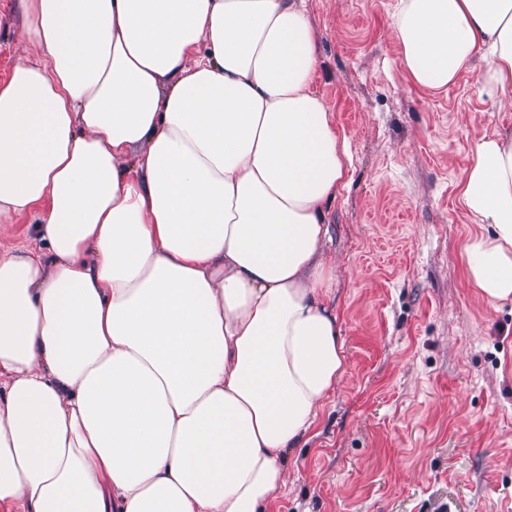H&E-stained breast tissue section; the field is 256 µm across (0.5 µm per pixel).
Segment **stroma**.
Segmentation results:
<instances>
[{"instance_id":"1","label":"stroma","mask_w":512,"mask_h":512,"mask_svg":"<svg viewBox=\"0 0 512 512\" xmlns=\"http://www.w3.org/2000/svg\"><path fill=\"white\" fill-rule=\"evenodd\" d=\"M398 2L307 0L351 153L327 250L347 368L271 512H512V304L467 278L481 229L461 200L473 142L512 131V109L476 71L414 85ZM28 45L21 0H0V82Z\"/></svg>"}]
</instances>
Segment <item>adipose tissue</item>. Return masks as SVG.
Wrapping results in <instances>:
<instances>
[{"mask_svg":"<svg viewBox=\"0 0 512 512\" xmlns=\"http://www.w3.org/2000/svg\"><path fill=\"white\" fill-rule=\"evenodd\" d=\"M0 84V512H266L346 368L328 205L348 138L305 0H23ZM418 87L512 106V0H399ZM468 277L512 303V134ZM34 220L31 214L26 213L13 219L12 224H2L0 226V244L1 250H6L20 243H29L34 236Z\"/></svg>","mask_w":512,"mask_h":512,"instance_id":"ef3b65f1","label":"adipose tissue"}]
</instances>
